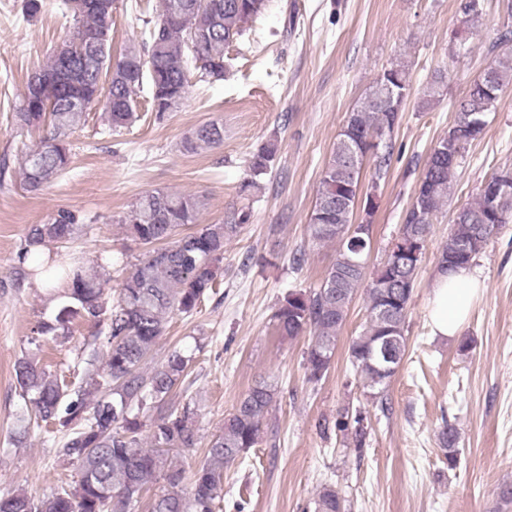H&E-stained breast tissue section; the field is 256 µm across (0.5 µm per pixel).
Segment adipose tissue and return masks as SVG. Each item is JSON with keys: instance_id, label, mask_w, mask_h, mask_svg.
Returning a JSON list of instances; mask_svg holds the SVG:
<instances>
[{"instance_id": "ef3b65f1", "label": "adipose tissue", "mask_w": 512, "mask_h": 512, "mask_svg": "<svg viewBox=\"0 0 512 512\" xmlns=\"http://www.w3.org/2000/svg\"><path fill=\"white\" fill-rule=\"evenodd\" d=\"M479 290V283L469 269L437 273L432 284L429 313L433 333L455 336L461 330Z\"/></svg>"}]
</instances>
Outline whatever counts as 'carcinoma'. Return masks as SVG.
Masks as SVG:
<instances>
[{
  "mask_svg": "<svg viewBox=\"0 0 512 512\" xmlns=\"http://www.w3.org/2000/svg\"><path fill=\"white\" fill-rule=\"evenodd\" d=\"M83 0L76 11L71 0L61 9L75 25L71 39L80 48L65 60L52 54L28 77L23 103L15 113L21 128L47 127L46 135L25 152L22 169L24 189L36 194L68 169L72 156V130L86 114L102 106L108 134H119L136 120L134 95L148 88L151 111L163 120L183 100L190 76L211 85L224 80V50L240 39L248 25L264 10L266 0H162L156 18L143 20L144 39L127 47L112 61L113 13L101 12ZM479 15L463 21L464 35H452L456 51L468 52L467 43ZM488 69L489 81L474 80L456 103L448 133L440 138L420 171V192L409 203L399 232L407 233L433 218L451 193L452 178L467 153L454 157L481 137L488 120L484 105L493 93L512 85V53L496 58ZM445 72H435L431 86L418 108L426 109L440 95ZM411 84L404 66L384 69L358 104L347 113L346 123L325 163L313 209L309 215L310 241L337 245L336 258L322 282H334L332 293L323 286L290 292L275 312L281 337L312 334L306 356L307 379L320 382L333 363L340 331L349 307L365 277L355 262L368 255L370 234L349 233L354 224L357 197H362L368 224H373L381 195L374 189L386 182L395 151L394 131L410 97ZM388 130L379 152L370 150V138ZM224 142V125L199 124L182 141L187 153ZM278 151L268 142L248 159L250 178L238 190L240 203L229 207L219 224H201L199 215L207 197L164 189L145 191L119 217L130 236L147 246L131 266L117 297L106 298L100 277L85 269L76 258H66L54 246L85 230L81 216L62 209L44 224L27 228L18 253L19 280L38 277L46 284H69L64 305L52 322H40L31 343L39 337L65 335L71 320L94 324L105 339L102 368L87 373L74 387L65 377L53 374L31 360L18 362L19 397L37 421L63 428L73 427L61 454L76 464L77 480L64 482L46 498L22 491L0 497V512H215L224 500V467L242 458L265 438V422L275 403V386L258 382L243 393L224 417V426L212 436L204 460L188 472L173 462L170 453L195 448L199 443L196 410L191 402L178 408L173 394L190 384L192 357L175 347L160 365L144 364L164 336L175 314L189 317L216 293L222 273L224 245L253 221V203L260 178L268 174ZM507 183L498 208L489 205L487 193L478 189L473 201L458 210L438 259L439 268L454 271L469 267L489 238L512 223V168L497 171L485 180ZM43 260L30 267L29 257ZM421 264L419 257H402L394 250L376 270L377 288L367 289L368 319L363 331L348 347L349 359L372 397L384 392L393 373H383L375 360L385 343L400 366L406 351L404 325ZM336 429L349 431L355 446L366 441L363 412L340 414ZM458 431L447 424L439 434L448 467L457 464ZM163 481V489L150 493L151 484ZM346 499L331 484L318 492L314 512H346Z\"/></svg>",
  "mask_w": 512,
  "mask_h": 512,
  "instance_id": "carcinoma-1",
  "label": "carcinoma"
}]
</instances>
